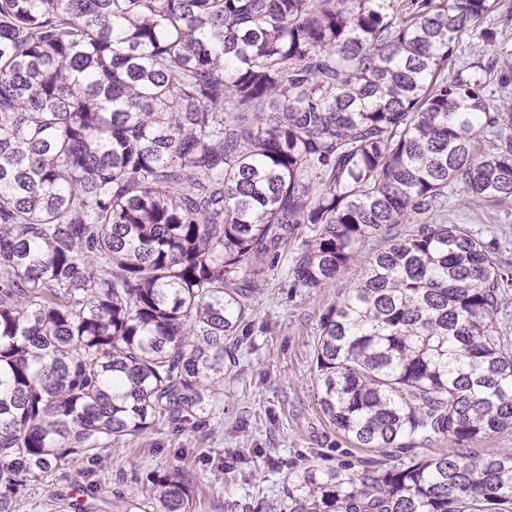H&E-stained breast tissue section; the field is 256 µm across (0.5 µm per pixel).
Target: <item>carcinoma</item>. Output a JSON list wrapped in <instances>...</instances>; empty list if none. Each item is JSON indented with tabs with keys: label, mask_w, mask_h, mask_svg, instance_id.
Listing matches in <instances>:
<instances>
[{
	"label": "carcinoma",
	"mask_w": 512,
	"mask_h": 512,
	"mask_svg": "<svg viewBox=\"0 0 512 512\" xmlns=\"http://www.w3.org/2000/svg\"><path fill=\"white\" fill-rule=\"evenodd\" d=\"M499 0H0V512L75 459L195 424L270 260L296 288L369 258L321 320L318 404L361 474L309 466L289 512H512V273L448 192L512 199ZM490 48L458 66L459 44ZM489 143L480 152L479 141ZM190 512L178 469L135 477Z\"/></svg>",
	"instance_id": "1"
}]
</instances>
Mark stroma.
I'll return each instance as SVG.
<instances>
[{
	"mask_svg": "<svg viewBox=\"0 0 512 512\" xmlns=\"http://www.w3.org/2000/svg\"><path fill=\"white\" fill-rule=\"evenodd\" d=\"M444 220L469 226L512 266V199L470 202L453 193ZM411 231L400 224L382 232L335 279L295 288L288 270L313 235L311 226H302L260 283L249 336L203 424L194 430L163 426L113 445L97 462L73 460L66 479L31 486L16 512H72L71 503L86 500L92 512H130L141 497L134 475L172 468L194 484L191 512H285L288 476L305 467L358 473L408 461L412 450L359 448L328 422L317 401L315 359L323 314L354 288L371 253ZM228 465L235 476L225 473Z\"/></svg>",
	"mask_w": 512,
	"mask_h": 512,
	"instance_id": "stroma-1",
	"label": "stroma"
}]
</instances>
